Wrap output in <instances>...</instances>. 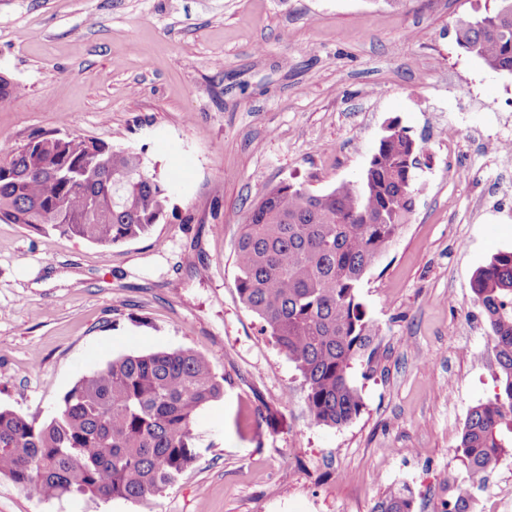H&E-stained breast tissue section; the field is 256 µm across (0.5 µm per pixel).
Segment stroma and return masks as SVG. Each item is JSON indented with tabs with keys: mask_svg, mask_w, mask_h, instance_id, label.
Listing matches in <instances>:
<instances>
[{
	"mask_svg": "<svg viewBox=\"0 0 512 512\" xmlns=\"http://www.w3.org/2000/svg\"><path fill=\"white\" fill-rule=\"evenodd\" d=\"M486 0H0V146L40 131L142 150L164 218L113 246L0 221V408L47 421L113 358L191 349L223 374L196 460L151 503L35 498L0 512H372L408 486L448 512L471 409L498 386L476 271L512 250V190L475 126L512 120V74L462 51ZM466 112L455 144L434 113ZM423 151L409 224L364 275L378 329L363 408L314 424L302 379L239 300L235 244L264 193L359 178L390 122Z\"/></svg>",
	"mask_w": 512,
	"mask_h": 512,
	"instance_id": "stroma-1",
	"label": "stroma"
}]
</instances>
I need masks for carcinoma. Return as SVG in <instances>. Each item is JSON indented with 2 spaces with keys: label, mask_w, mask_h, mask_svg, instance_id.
Segmentation results:
<instances>
[{
  "label": "carcinoma",
  "mask_w": 512,
  "mask_h": 512,
  "mask_svg": "<svg viewBox=\"0 0 512 512\" xmlns=\"http://www.w3.org/2000/svg\"><path fill=\"white\" fill-rule=\"evenodd\" d=\"M454 29L460 49L512 73V0H491ZM418 152L392 125L361 178L325 192L282 183L241 227L239 299L299 372L317 425L345 426L363 407L352 372L375 334L359 288L414 212ZM93 195L104 207L86 224ZM170 197L131 149L42 132L0 151V221L80 237L107 258L158 223ZM471 288L490 328L499 391L467 416L458 445L466 477L448 512H471L472 492L512 454V251L494 255ZM223 396L224 376L200 352L115 358L79 379L41 425L0 408V476L32 496L149 503L193 464L195 414ZM374 512H414L411 490L390 491Z\"/></svg>",
  "instance_id": "1"
}]
</instances>
